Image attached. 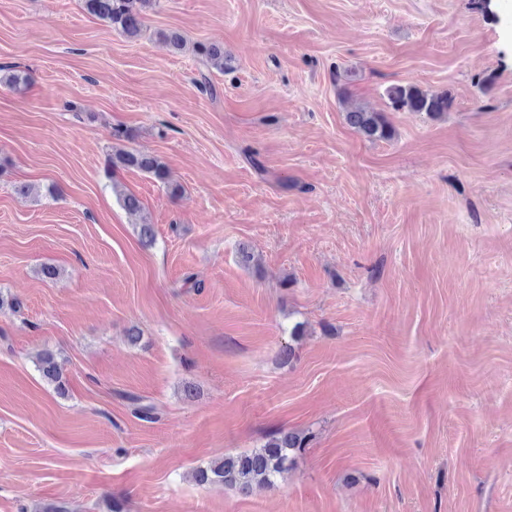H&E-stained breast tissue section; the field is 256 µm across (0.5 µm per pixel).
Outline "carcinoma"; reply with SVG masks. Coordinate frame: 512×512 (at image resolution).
Listing matches in <instances>:
<instances>
[{"label": "carcinoma", "mask_w": 512, "mask_h": 512, "mask_svg": "<svg viewBox=\"0 0 512 512\" xmlns=\"http://www.w3.org/2000/svg\"><path fill=\"white\" fill-rule=\"evenodd\" d=\"M149 3L150 0H84V8L98 20L135 39L145 26L142 7ZM198 54L220 71L232 68V58L218 46L201 45ZM384 96L394 112L424 113L431 118L442 116L451 105L448 93L433 92L415 84H391L385 88ZM346 121L370 141L387 140L393 133V127L384 113L360 106L346 112ZM118 165L149 173L162 182L166 179L164 165L152 155L120 148L112 154V166ZM112 190L116 191L118 202L128 214L136 216L140 213L141 203L137 196L117 190L115 184ZM37 368L48 382L56 385L61 383L62 366L52 354L46 352L39 355ZM308 442L307 436L281 432L249 453L227 456L197 469L194 480L200 485L222 483L243 493L249 492L255 485L273 486L277 478L288 472L291 455L306 447Z\"/></svg>", "instance_id": "1"}]
</instances>
